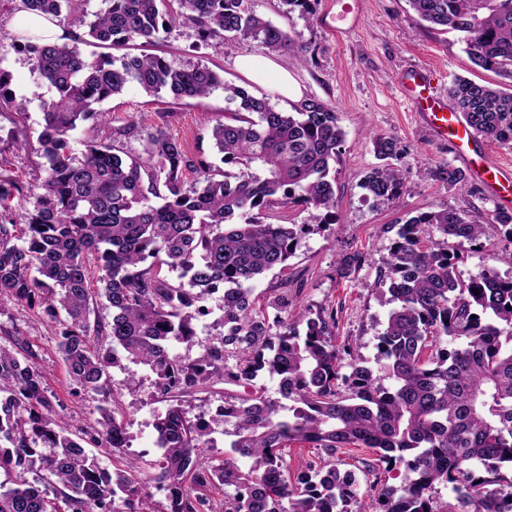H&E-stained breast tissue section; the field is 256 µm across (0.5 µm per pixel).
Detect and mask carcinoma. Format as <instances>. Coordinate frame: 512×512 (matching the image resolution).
Wrapping results in <instances>:
<instances>
[{"label":"carcinoma","instance_id":"cac0c4a2","mask_svg":"<svg viewBox=\"0 0 512 512\" xmlns=\"http://www.w3.org/2000/svg\"><path fill=\"white\" fill-rule=\"evenodd\" d=\"M22 8L63 27L86 28L71 43L7 44L25 51L33 73L55 91L37 137L45 177L40 192L0 175V296L37 308L59 326V348L72 381L101 397L100 436L83 444L53 415L43 376L29 353L0 347V512H155L137 466L109 471L91 445L124 448L123 425L106 406V370L126 361L154 376L171 404L157 418L156 479L167 491L164 512H448L432 495L437 485L456 494L457 512H512L511 490L499 488L512 464V276L485 267L464 279L449 242L474 246L503 235L512 240V214L497 211L483 223L454 209L424 212L393 224L379 290L389 306L377 336L374 365L351 360L342 372L336 315L290 323L288 288L257 304L253 284L284 271L301 239L336 223L330 177L344 133L333 106L307 98L280 112L267 98L229 85L207 66L175 67L157 54L132 55L130 44L156 41L177 25L233 45L261 42L272 53L299 58L305 49L260 17L248 0H21ZM419 17L463 34L474 65L508 80L509 89L457 78L448 107L490 142L512 143V0H408ZM107 45L112 55L88 57L82 45ZM131 83L144 92L168 91L200 106L218 87L234 106L209 129L219 162L188 153L163 130L137 156L123 154L133 123L106 140L88 138L75 153L71 132L98 124L95 106ZM0 68V114L23 102L7 88ZM383 164L363 187L376 200L400 194L405 174L388 163L395 140L376 136ZM197 174L184 189L183 174ZM435 177L464 189V172L440 165ZM23 195L19 213L10 200ZM306 206L311 224H267L266 208ZM441 240L427 243L433 232ZM100 272L89 288L87 263ZM366 262L339 257L344 278ZM176 277H170V273ZM222 295L220 333L191 354L196 324ZM111 319L91 318L97 299ZM276 311L269 316L268 309ZM186 345L185 354L173 352ZM279 380L270 398L259 379ZM389 380L390 385L383 384ZM219 383L249 387L224 393L208 422L187 417L182 399L210 393ZM232 429L224 456L206 465L211 422ZM302 441L325 458L294 478L285 448ZM355 446L376 451L402 483H376L360 495L336 452ZM234 487L218 501L213 492Z\"/></svg>","mask_w":512,"mask_h":512}]
</instances>
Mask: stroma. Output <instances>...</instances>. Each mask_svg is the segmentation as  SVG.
<instances>
[{"mask_svg": "<svg viewBox=\"0 0 512 512\" xmlns=\"http://www.w3.org/2000/svg\"><path fill=\"white\" fill-rule=\"evenodd\" d=\"M347 4L352 6V13H344L332 0H311L308 13L286 14L280 0H249V7L307 46L308 52L301 59L268 53L256 41L229 46L218 38L205 40L188 26L174 28L159 43L134 44L131 51L165 55L177 67H209L225 82L249 87L277 110L289 112L295 100L278 88V71L284 68L297 83L301 98H315L335 107L345 133L332 168L336 222L302 239L287 270L266 274L258 280L256 293L260 302H267L284 283L297 294L296 310H335L337 341L351 342L355 358L369 362L388 311L374 288L389 245L384 226L445 208L467 212L470 219L482 222L497 207L477 180H470L466 189L451 190L434 177L440 164L455 166L459 160L453 146L434 138L412 110L401 78L413 67H426L433 72L436 90L443 96L459 77L487 85L498 83L499 78L473 65L458 33L421 21L407 0H347ZM263 55L269 56L277 69L264 82L250 81L239 69V59ZM0 68L9 74V90L25 103L23 113L0 115V127H23L30 140L28 149L1 151L0 169L34 189L43 179L36 138L44 105L52 93L36 81L24 53L8 51L0 59ZM99 109L108 115L97 130L99 136H107L112 128L129 122L136 124L137 133L125 142L128 154H140L146 139L162 129L182 140L191 153L211 159L215 149L208 129L223 117L227 104L220 88L200 106L192 100L173 102L164 92L150 95L132 84L100 104ZM377 135L397 142L400 152L392 164L408 174L400 196L391 202L373 200L363 187L366 175L379 164L373 146ZM457 251L462 277L487 266L497 268L501 275H512V266L500 260L502 254L512 252V240L495 237L484 247L466 243ZM346 252L363 253L366 261L358 273L342 278L336 272V259ZM0 346L34 354L57 418L75 431L92 434L99 430V402L70 380L59 351L56 323L10 297L0 298ZM108 387L129 445L120 449L97 447L99 463L111 470L129 460L140 462L146 491L156 512H162L166 492L155 479L159 455L154 422L169 403L158 393L153 378L144 376L131 384L126 370L118 367L109 369Z\"/></svg>", "mask_w": 512, "mask_h": 512, "instance_id": "obj_1", "label": "stroma"}]
</instances>
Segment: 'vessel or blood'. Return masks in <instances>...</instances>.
Here are the masks:
<instances>
[{"label":"vessel or blood","instance_id":"obj_1","mask_svg":"<svg viewBox=\"0 0 512 512\" xmlns=\"http://www.w3.org/2000/svg\"><path fill=\"white\" fill-rule=\"evenodd\" d=\"M403 89L411 108L421 114L440 140L453 144L467 142L471 131L458 114L452 112L445 100L438 97L428 70H412L403 81ZM467 165L476 176L482 178L495 197L499 208H512V167L503 165L492 152H482L478 158L468 160Z\"/></svg>","mask_w":512,"mask_h":512}]
</instances>
